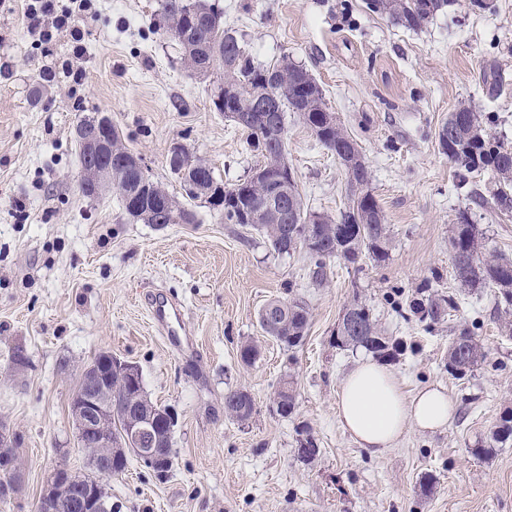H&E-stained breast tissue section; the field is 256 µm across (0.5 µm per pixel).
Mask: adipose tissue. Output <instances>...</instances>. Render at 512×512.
Returning <instances> with one entry per match:
<instances>
[{
    "mask_svg": "<svg viewBox=\"0 0 512 512\" xmlns=\"http://www.w3.org/2000/svg\"><path fill=\"white\" fill-rule=\"evenodd\" d=\"M455 405L443 389L429 386L405 395L397 373L370 358L344 375L336 403L340 426L354 443L379 456L411 430L434 432L452 422Z\"/></svg>",
    "mask_w": 512,
    "mask_h": 512,
    "instance_id": "ef3b65f1",
    "label": "adipose tissue"
}]
</instances>
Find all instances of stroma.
Here are the masks:
<instances>
[{
  "mask_svg": "<svg viewBox=\"0 0 512 512\" xmlns=\"http://www.w3.org/2000/svg\"><path fill=\"white\" fill-rule=\"evenodd\" d=\"M486 2L474 10L457 0L413 31L369 11L367 0H219L255 63L286 57L310 71L371 172L389 257L333 261L317 286L304 251L278 255L260 232L225 223L207 204L191 203L194 223L156 228L133 221L116 194L80 197L72 130L85 116H109L150 177L177 197L173 142L228 185L260 161L245 132L213 109L220 71L204 78L185 69L158 30L157 0H96L78 57L66 31L39 47L21 0H0V59L9 64L0 76V422L21 437L22 472L20 492L0 512H36L59 465L88 471L68 400L101 351L138 365L149 397L178 415L167 477L130 460L107 486L112 512H512V445L487 458L471 453L512 411V336L501 331L491 289H461L448 241L464 210L490 247L512 258V214L475 206L473 191H495L492 173L459 177L438 144L449 113L466 103L512 148V0ZM65 64L84 70L82 84L61 75ZM46 67L57 70L54 81L42 79ZM286 152L308 210L338 217L344 172L293 113ZM426 280L458 302L431 329L408 309ZM166 295L185 308L180 328L193 350H176L149 318L148 301ZM274 298L308 305L299 347L261 330L258 313ZM355 301L403 341L391 367L405 393L433 384L456 401L447 430L409 431L373 456L341 428L339 384L366 352L338 349L334 334ZM463 327L488 357L459 378L448 370V341ZM248 340L262 346L250 366L238 356ZM288 376L298 405L283 418L273 396ZM232 389L253 397L248 421L226 415ZM309 437L319 452L306 462L297 449ZM425 475L434 479L428 493Z\"/></svg>",
  "mask_w": 512,
  "mask_h": 512,
  "instance_id": "stroma-1",
  "label": "stroma"
}]
</instances>
